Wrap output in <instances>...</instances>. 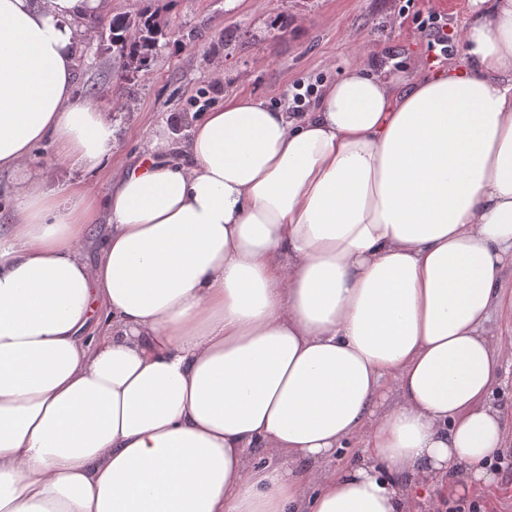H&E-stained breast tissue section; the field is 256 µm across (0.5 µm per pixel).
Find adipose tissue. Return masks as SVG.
<instances>
[{
	"label": "adipose tissue",
	"mask_w": 512,
	"mask_h": 512,
	"mask_svg": "<svg viewBox=\"0 0 512 512\" xmlns=\"http://www.w3.org/2000/svg\"><path fill=\"white\" fill-rule=\"evenodd\" d=\"M106 14L0 0V171L17 176L0 512H410L460 472L490 482L512 0H468L465 66H359L309 112L230 96L187 159L134 165L101 205L59 198L31 161L48 139L85 173L114 154L108 113L75 94L77 24ZM388 379L400 401L382 412ZM358 437L361 457L322 475Z\"/></svg>",
	"instance_id": "1"
}]
</instances>
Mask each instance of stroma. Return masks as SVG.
Returning <instances> with one entry per match:
<instances>
[{"label": "stroma", "mask_w": 512, "mask_h": 512, "mask_svg": "<svg viewBox=\"0 0 512 512\" xmlns=\"http://www.w3.org/2000/svg\"><path fill=\"white\" fill-rule=\"evenodd\" d=\"M405 0H112V13L128 18L157 12L175 36L163 44L148 70L122 72L112 44L95 24L79 23L75 92L109 113L118 147L94 172L74 170L51 142L34 151L47 188L68 194L79 187L104 200L113 178L145 160L183 157L193 122L225 96L242 93L274 106L303 95L305 108L321 87L349 67L367 65L405 75L435 73L460 65L463 41L434 60L411 21L401 20ZM154 152H146V141ZM512 512V470L494 472L492 481L465 493L422 496L418 512Z\"/></svg>", "instance_id": "obj_1"}]
</instances>
